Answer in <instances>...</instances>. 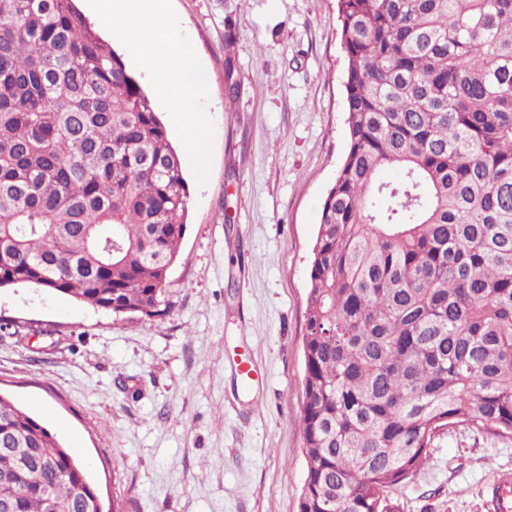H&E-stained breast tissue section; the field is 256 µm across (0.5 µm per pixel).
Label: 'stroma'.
Masks as SVG:
<instances>
[{"label":"stroma","mask_w":512,"mask_h":512,"mask_svg":"<svg viewBox=\"0 0 512 512\" xmlns=\"http://www.w3.org/2000/svg\"><path fill=\"white\" fill-rule=\"evenodd\" d=\"M168 12L206 82L209 126L200 168L161 115L189 185L169 309L145 321L1 290L0 395L49 405L43 424L103 512L117 499L122 512H298L312 248L347 149L336 0H168ZM503 472L512 434L459 424L388 499L396 512H489L482 489Z\"/></svg>","instance_id":"stroma-1"}]
</instances>
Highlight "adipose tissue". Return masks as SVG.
<instances>
[{"label": "adipose tissue", "mask_w": 512, "mask_h": 512, "mask_svg": "<svg viewBox=\"0 0 512 512\" xmlns=\"http://www.w3.org/2000/svg\"><path fill=\"white\" fill-rule=\"evenodd\" d=\"M97 18L109 37L127 43L137 67L155 81L167 110L180 118L189 143L203 145L207 125L195 101L204 86L164 0H106Z\"/></svg>", "instance_id": "obj_1"}]
</instances>
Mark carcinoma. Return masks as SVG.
I'll return each instance as SVG.
<instances>
[{
	"instance_id": "carcinoma-1",
	"label": "carcinoma",
	"mask_w": 512,
	"mask_h": 512,
	"mask_svg": "<svg viewBox=\"0 0 512 512\" xmlns=\"http://www.w3.org/2000/svg\"><path fill=\"white\" fill-rule=\"evenodd\" d=\"M337 8L348 149L313 246L298 512H391L437 431L512 433V0ZM188 198L75 0H0V289L151 321ZM0 512H99L85 468L1 396Z\"/></svg>"
}]
</instances>
